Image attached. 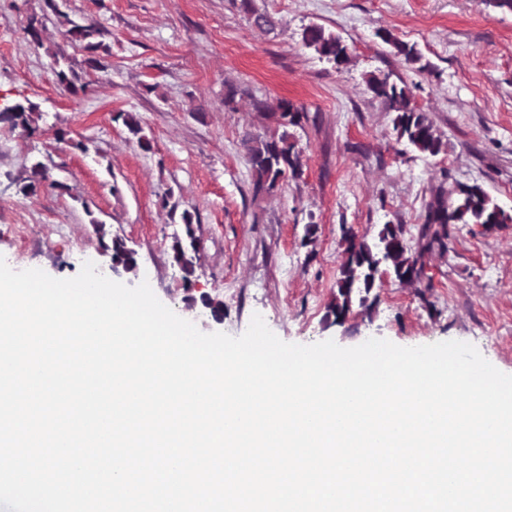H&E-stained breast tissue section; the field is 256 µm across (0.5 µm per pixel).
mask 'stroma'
<instances>
[{"instance_id": "stroma-1", "label": "stroma", "mask_w": 512, "mask_h": 512, "mask_svg": "<svg viewBox=\"0 0 512 512\" xmlns=\"http://www.w3.org/2000/svg\"><path fill=\"white\" fill-rule=\"evenodd\" d=\"M76 21H94L108 46L106 70L66 47L44 0H0V94L40 107L37 132L0 123V257L20 271L58 279L93 262L105 277L156 297L205 333L242 335L253 315L288 343L327 339L354 347L371 338L413 347L468 342L512 375V224L456 226L447 251L423 257L420 283L385 279L373 315L325 321L342 261V229L374 236L386 222L417 238L430 191L478 183L512 213V12L487 0H253L278 26L253 27L240 0H58ZM43 18V45L22 37ZM318 24L336 32L350 61L331 68L298 38ZM417 44L432 65L418 72L377 36ZM65 47L84 92L56 82L53 53ZM404 81L447 141L435 157L411 152L393 115L366 87L370 74ZM236 88L235 110L224 91ZM285 99L305 117L293 132L300 179L254 195L241 137L271 128L254 100ZM204 115H197V107ZM136 114L151 143L143 151L118 113ZM43 162L53 185L24 193L28 169ZM193 218L202 249L192 286L171 244ZM138 253V271L114 275L95 222ZM316 222L313 243L304 227ZM224 303L214 321L188 293Z\"/></svg>"}]
</instances>
